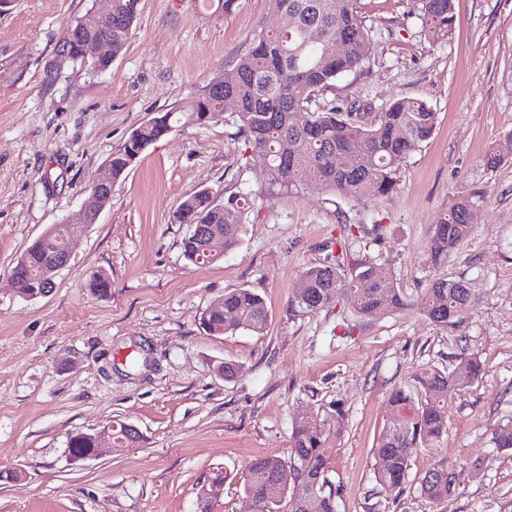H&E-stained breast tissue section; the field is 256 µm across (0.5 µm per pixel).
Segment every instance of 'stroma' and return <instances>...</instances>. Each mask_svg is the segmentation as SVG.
Listing matches in <instances>:
<instances>
[{"mask_svg": "<svg viewBox=\"0 0 512 512\" xmlns=\"http://www.w3.org/2000/svg\"><path fill=\"white\" fill-rule=\"evenodd\" d=\"M105 0H13L0 12V512H196V493L227 474L212 512H252L239 477L257 456L288 459L295 418L341 403L347 427L331 478L337 512H512V450L492 434L512 420V0H454V24L429 39L419 0H360L371 56L319 93L320 109L344 105L374 121L403 97L436 112L431 137L399 165L394 190L353 201L311 183L280 190L246 153L236 126L176 125L112 186L45 297L19 296L11 270L54 225L75 219L84 187L131 133L177 108L232 69L259 31L281 24L269 0L232 13L203 0H140L133 34L111 71L60 57L63 31ZM494 152L501 164L487 169ZM274 187L248 213L241 244L219 262L183 255L186 225L172 215L207 189L224 197ZM478 198L472 230L446 264L427 244L438 217ZM371 242L405 308L367 319L347 299L308 311L295 302L305 269L324 262L345 223ZM112 280L93 295L92 272ZM463 280L473 302L439 326L423 312L432 278ZM264 300L263 334L204 332L199 318L226 292ZM145 349L147 366L129 371ZM475 354L485 375L448 392V433L418 449L403 491L376 493L372 449L392 416L390 392L427 364ZM239 365L230 381L217 363ZM136 425L133 447L72 462L67 441ZM458 463L457 491L425 498L418 477Z\"/></svg>", "mask_w": 512, "mask_h": 512, "instance_id": "1", "label": "stroma"}]
</instances>
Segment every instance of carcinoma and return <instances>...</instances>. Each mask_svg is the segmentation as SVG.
<instances>
[{"mask_svg": "<svg viewBox=\"0 0 512 512\" xmlns=\"http://www.w3.org/2000/svg\"><path fill=\"white\" fill-rule=\"evenodd\" d=\"M282 17L277 31L254 35L250 50L238 59L223 78L188 98L175 112L159 113L153 123L139 126L108 160L112 181L123 177L132 162L148 146L165 137L173 123L206 125L224 119V99L237 100L238 108L227 118L237 127L246 148L264 163L280 169L279 188L290 190L315 182L350 200L379 198L395 188L399 163L436 128L437 116L419 98L393 101L373 123L340 106L326 112L311 110L318 92L339 75L361 67L369 59V36L359 11L358 0H270ZM421 20L428 33L437 37L452 27L453 0H421ZM139 0H112V16L92 25L86 16L65 31L67 59L87 63L97 72L112 68V61L91 55V45L100 38L112 45H126L137 18ZM316 28L321 38L310 42L306 30ZM471 200L455 204L441 215L427 246L434 267L467 240L470 224L466 211ZM247 209L231 193L218 201L208 191L185 199L173 215L176 224L189 226L182 241L183 254L195 264H211L220 257L207 252L195 232L198 224H211L224 232V251L235 249L245 233ZM53 238L36 240L24 253L26 263L13 267L22 287L38 283L42 265L59 255ZM391 272L379 256L360 255L350 266L344 254L305 270L302 285L306 298L298 306L316 311L340 297L348 298L364 318H375L405 306V297L391 282ZM87 287L96 296H107L110 277L91 274ZM424 313L433 323L453 325L472 303L469 289L460 281L432 279L424 293ZM201 328L210 335L233 334L240 329L262 334L267 326L263 299L255 291L239 288L201 315ZM484 364L475 355L459 358L452 368L427 366L418 373L412 389L399 387L389 399L394 418L380 435L375 448L374 473L377 494L389 497L400 492L406 481L412 454L431 448L448 432V389H464L484 375ZM320 418L312 412L298 417L292 427L289 461L278 457L251 459L240 476L244 493L253 500L256 512H279L288 501V512H336L341 486L331 478V465L346 429L341 403ZM112 452L131 446L127 427L117 420L112 425ZM495 446L512 449V421L496 428ZM97 453L94 438L78 433L68 440V454L75 460ZM456 464L439 462L419 478V489L433 502L445 501L456 493L448 477Z\"/></svg>", "mask_w": 512, "mask_h": 512, "instance_id": "cac0c4a2", "label": "carcinoma"}]
</instances>
